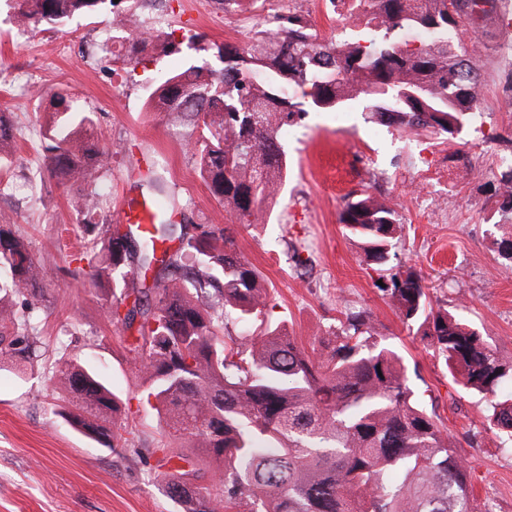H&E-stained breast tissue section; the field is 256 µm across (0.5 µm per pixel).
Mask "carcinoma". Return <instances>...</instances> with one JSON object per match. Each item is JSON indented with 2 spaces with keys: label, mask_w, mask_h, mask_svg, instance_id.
<instances>
[{
  "label": "carcinoma",
  "mask_w": 512,
  "mask_h": 512,
  "mask_svg": "<svg viewBox=\"0 0 512 512\" xmlns=\"http://www.w3.org/2000/svg\"><path fill=\"white\" fill-rule=\"evenodd\" d=\"M27 27L57 25L74 15H99L114 0H13ZM498 0H326L351 20L354 39H320L298 14L245 46H215L219 70L194 60L151 90L147 106L179 118L189 103L200 128L190 151L211 193L237 224H260L288 173L281 131L310 111L355 101L370 119L402 131L460 139L478 108L479 45L475 8ZM431 40L402 46L398 33ZM125 56L176 54L159 35H117ZM263 78L256 80L253 73ZM42 164L33 182L83 180L102 166L92 113L71 105L49 118ZM512 228V166L490 183ZM109 197L88 186L80 203L91 233ZM339 223L362 243L365 259L383 271L379 290L423 338L454 380L488 401L490 427L512 445V363L502 361L477 329L427 300L421 276L392 265L404 229L396 204L351 192ZM175 235L161 221L141 237L102 226L76 257L91 268L90 284L109 300L127 349L139 360L147 396L158 402L164 432L199 450L161 474L183 512H475L471 469L455 452L433 409L407 381L405 362L386 346L373 315L345 314L329 351L316 357L286 326L268 320L270 299L261 274L236 250L230 228L199 224ZM178 239L170 250L167 243ZM0 353L24 361L42 356L32 334L39 269L14 224H0ZM153 285H146L148 274ZM255 325L244 340L226 337L229 316ZM62 394L56 413L96 442L120 438L122 404L90 368L59 359L52 371ZM212 482L200 483L203 468Z\"/></svg>",
  "instance_id": "cac0c4a2"
}]
</instances>
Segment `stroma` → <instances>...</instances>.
Returning a JSON list of instances; mask_svg holds the SVG:
<instances>
[{"mask_svg": "<svg viewBox=\"0 0 512 512\" xmlns=\"http://www.w3.org/2000/svg\"><path fill=\"white\" fill-rule=\"evenodd\" d=\"M266 8L265 0H164L165 20L156 25L145 0H137L133 21L177 42L197 33L206 46L244 45L264 30ZM281 8L306 16L320 37L342 42L355 33L342 18L327 16L324 0H281ZM481 28V97L463 141L399 133L369 119L359 103L308 113L281 136L288 178L270 214L247 227L231 224L201 178L186 149L197 136L193 126L171 124L165 113L144 105L146 87L183 68L191 50L124 66L105 44L111 15H77L56 29L20 32L9 0H0V113L14 134L11 163L0 173V224L16 225L38 261L43 301L35 325L44 352L34 365L0 356V512H179L159 478L162 424L141 399L140 365L104 297L90 287L87 264L75 259L91 244L76 209L82 186L50 179L39 193L29 189L27 176L41 162V133L64 96L93 112L103 133L107 163L98 182L110 197L108 223H117L129 197L150 193L163 203L176 197L172 222L179 232L231 226L238 252L271 291L272 320L318 353L326 352L342 312L370 310L386 344L403 355L410 385L434 406L473 471L477 505L512 512V450L490 430L483 400L451 380L420 331L402 325L376 288L378 274L358 240L339 222L349 193L393 198L405 217L396 263L419 271L432 305L462 315L512 362V268L498 254L506 217L489 187L507 152L503 139L512 135V106L502 92L512 71V26L492 14ZM142 165L158 192L141 180ZM426 165L457 178L456 186L432 189L448 199L439 221L413 191ZM296 250L306 268L296 267ZM64 355L99 371L127 402L126 429L113 447L56 414L52 367Z\"/></svg>", "mask_w": 512, "mask_h": 512, "instance_id": "stroma-1", "label": "stroma"}]
</instances>
